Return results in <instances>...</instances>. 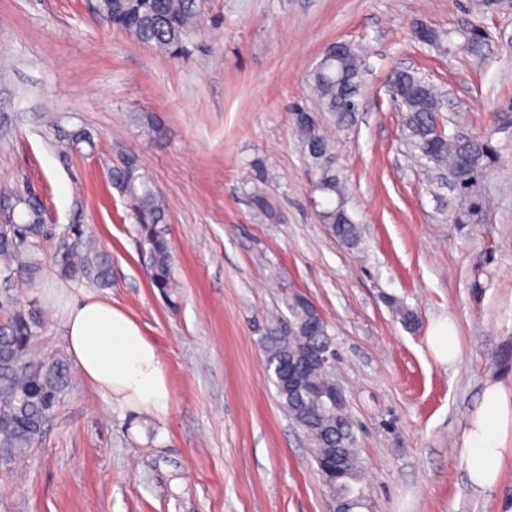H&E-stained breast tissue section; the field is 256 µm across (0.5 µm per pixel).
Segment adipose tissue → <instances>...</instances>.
<instances>
[{
  "label": "adipose tissue",
  "mask_w": 512,
  "mask_h": 512,
  "mask_svg": "<svg viewBox=\"0 0 512 512\" xmlns=\"http://www.w3.org/2000/svg\"><path fill=\"white\" fill-rule=\"evenodd\" d=\"M52 310L63 323L67 350L77 371L107 395L160 418L171 400L168 378L155 346L137 323L92 296H56ZM471 485L490 489L512 455V366L487 381L477 408L457 443Z\"/></svg>",
  "instance_id": "ef3b65f1"
}]
</instances>
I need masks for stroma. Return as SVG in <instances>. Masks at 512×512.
Here are the masks:
<instances>
[{
    "label": "stroma",
    "instance_id": "1",
    "mask_svg": "<svg viewBox=\"0 0 512 512\" xmlns=\"http://www.w3.org/2000/svg\"><path fill=\"white\" fill-rule=\"evenodd\" d=\"M471 23L492 38L448 55L412 24ZM365 53L351 126L324 120L346 208L361 228L334 238L309 193L292 109L315 108L310 74L330 43ZM453 90L447 134L488 135L500 162L479 186L476 222L405 140L386 83L401 65ZM91 141L72 148L70 137ZM135 155L164 204L159 226L177 282L148 278L136 218L112 169ZM47 224H82L112 260L99 288L60 273L63 241L20 253L9 291L43 325L34 352L67 356L46 288L129 315L157 349L170 409L122 408L71 371L26 457L0 462V512H333L303 432L281 407L264 339L305 295L338 349L373 512H505L499 487L474 489L456 453L485 383L512 344V11L477 0H203L190 55L172 58L107 25L98 0H0V224L16 194ZM395 299L417 317L407 328ZM454 318L460 356L437 362L433 321Z\"/></svg>",
    "mask_w": 512,
    "mask_h": 512
}]
</instances>
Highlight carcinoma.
Instances as JSON below:
<instances>
[{
    "label": "carcinoma",
    "mask_w": 512,
    "mask_h": 512,
    "mask_svg": "<svg viewBox=\"0 0 512 512\" xmlns=\"http://www.w3.org/2000/svg\"><path fill=\"white\" fill-rule=\"evenodd\" d=\"M99 10L113 27L138 42L172 58L191 53L192 35L200 20L199 0H100ZM484 31L470 27L438 32L437 44L448 50L468 49L474 53L483 42ZM359 64L358 55L344 62H332L311 73V85L319 103V111L328 113L338 124L353 120L350 112L336 111V95L342 70ZM393 81L404 90L399 104L410 121L411 147L418 155H427L433 164L448 169L459 184H471L476 177L487 176L498 161V153L488 137L459 139L444 133L439 113L434 111V89L415 71L401 70ZM302 144L312 147L307 153L310 165L318 174L314 191L321 194L325 206L319 212L321 222L346 245L354 248L361 241L359 225L350 216L336 221V204L344 190L330 164L331 150L323 134L310 126H295ZM112 180L124 194L136 214L143 245L147 246L148 272L153 287L165 294L173 287L172 258L168 241L157 229L164 216L161 198L138 159L130 155L123 165L112 170ZM22 206L20 221L0 224V275L8 280L15 274L16 254L28 247L38 248L40 240L51 236L43 221L41 202L30 195L17 196ZM62 271L71 278H87L106 287L112 281L109 256L84 236L82 225L70 227L63 243ZM6 313L0 324V461L10 462L25 456L37 444L46 419L59 405L69 388V370L61 358L38 359L31 354V341L36 322L15 302H0ZM298 340L278 336L270 339L267 367L275 371L280 351L295 349ZM280 404L289 416L300 421V428L318 435L325 427L306 405L288 400V394L277 392Z\"/></svg>",
    "instance_id": "carcinoma-1"
}]
</instances>
